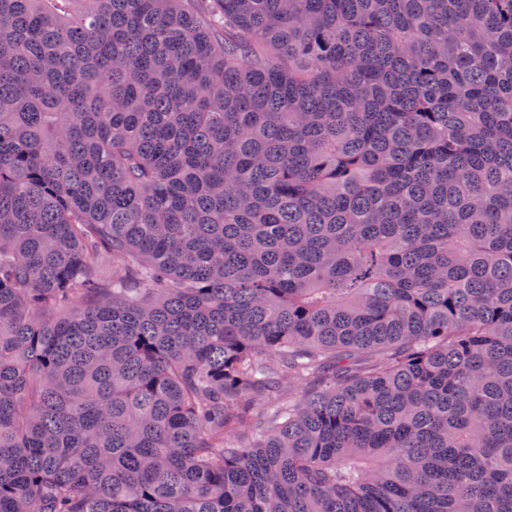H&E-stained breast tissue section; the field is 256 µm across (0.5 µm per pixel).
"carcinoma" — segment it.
<instances>
[{
    "label": "carcinoma",
    "instance_id": "obj_1",
    "mask_svg": "<svg viewBox=\"0 0 512 512\" xmlns=\"http://www.w3.org/2000/svg\"><path fill=\"white\" fill-rule=\"evenodd\" d=\"M0 512H512V0H0Z\"/></svg>",
    "mask_w": 512,
    "mask_h": 512
}]
</instances>
